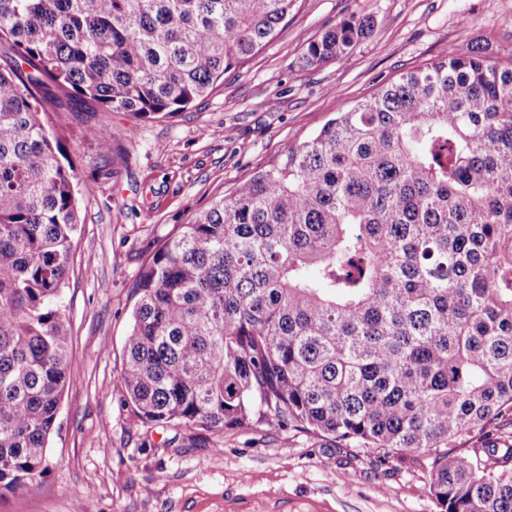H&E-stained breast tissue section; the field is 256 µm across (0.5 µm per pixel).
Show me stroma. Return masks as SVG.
Listing matches in <instances>:
<instances>
[{"mask_svg":"<svg viewBox=\"0 0 512 512\" xmlns=\"http://www.w3.org/2000/svg\"><path fill=\"white\" fill-rule=\"evenodd\" d=\"M372 34L344 62L307 67V44L341 20ZM472 44L512 64V0H298L286 28L208 96L170 118L135 121L81 103L45 115L75 169L80 225L60 298L72 336L70 385L35 487L0 512H440L411 457L379 460L260 424L222 451L194 426H155L124 401L120 370L141 267L212 200L443 46ZM112 143L101 155L86 126Z\"/></svg>","mask_w":512,"mask_h":512,"instance_id":"stroma-1","label":"stroma"}]
</instances>
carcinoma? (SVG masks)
Listing matches in <instances>:
<instances>
[{"label": "carcinoma", "instance_id": "1", "mask_svg": "<svg viewBox=\"0 0 512 512\" xmlns=\"http://www.w3.org/2000/svg\"><path fill=\"white\" fill-rule=\"evenodd\" d=\"M296 2L0 0V494L47 470L69 383L79 211L41 111L182 112ZM371 33L344 19L302 61ZM135 292L142 421L423 457L441 512H512V68L467 44L401 74L177 225Z\"/></svg>", "mask_w": 512, "mask_h": 512}]
</instances>
